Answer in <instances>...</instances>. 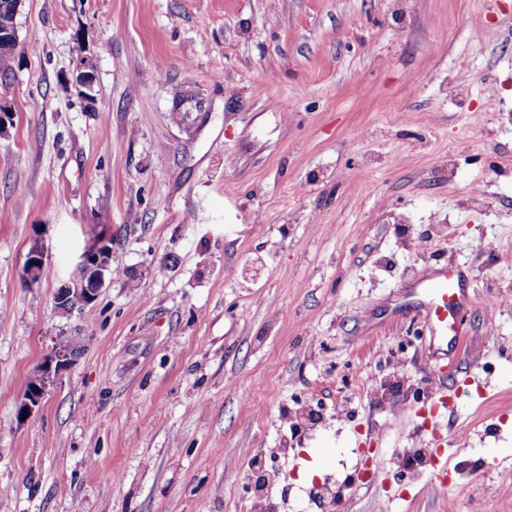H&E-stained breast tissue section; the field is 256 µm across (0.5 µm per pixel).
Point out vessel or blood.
Returning <instances> with one entry per match:
<instances>
[{
    "label": "vessel or blood",
    "mask_w": 512,
    "mask_h": 512,
    "mask_svg": "<svg viewBox=\"0 0 512 512\" xmlns=\"http://www.w3.org/2000/svg\"><path fill=\"white\" fill-rule=\"evenodd\" d=\"M423 296L422 309L430 336L448 352L460 351L463 345L458 316L467 302L468 281L463 268L455 263H439L419 279Z\"/></svg>",
    "instance_id": "obj_1"
}]
</instances>
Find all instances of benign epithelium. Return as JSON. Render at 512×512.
Instances as JSON below:
<instances>
[{
    "label": "benign epithelium",
    "mask_w": 512,
    "mask_h": 512,
    "mask_svg": "<svg viewBox=\"0 0 512 512\" xmlns=\"http://www.w3.org/2000/svg\"><path fill=\"white\" fill-rule=\"evenodd\" d=\"M74 82L84 88L93 86L95 76L87 56L76 59L73 71ZM44 267L42 250L31 248L24 267L25 278L29 281L39 278ZM112 273V246L107 238L97 239L89 246L76 265V271L68 282L60 286L54 295L55 311L66 317L94 303L105 286L106 277ZM76 361V355L60 343H55L43 362L29 376L16 417L25 413L32 416L38 411L42 402L61 375L68 371Z\"/></svg>",
    "instance_id": "obj_1"
}]
</instances>
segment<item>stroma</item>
I'll return each instance as SVG.
<instances>
[{"label": "stroma", "instance_id": "35a3bbf8", "mask_svg": "<svg viewBox=\"0 0 512 512\" xmlns=\"http://www.w3.org/2000/svg\"><path fill=\"white\" fill-rule=\"evenodd\" d=\"M16 22L0 512H250L258 455L282 512L327 476L335 512H512V0H22ZM103 235L99 299L59 316ZM448 260L471 303L436 363L413 281ZM416 446L434 462L405 467ZM76 56L85 52L83 42L77 37L74 38ZM74 82L81 87L91 89L95 80L93 67L87 56L82 55L76 59V68L73 71ZM60 343L61 340L54 344L43 362L29 376L17 408L16 417L19 422L28 420L40 409L50 388L74 365L76 355ZM23 412H27L25 420H21Z\"/></svg>", "mask_w": 512, "mask_h": 512}]
</instances>
